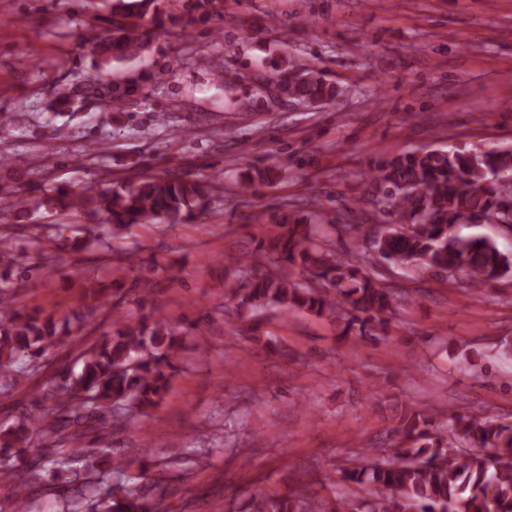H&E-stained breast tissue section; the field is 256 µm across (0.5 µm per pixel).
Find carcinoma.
<instances>
[{"mask_svg": "<svg viewBox=\"0 0 512 512\" xmlns=\"http://www.w3.org/2000/svg\"><path fill=\"white\" fill-rule=\"evenodd\" d=\"M151 0H116L112 32L94 38V65L110 70L138 57L151 37L144 21ZM273 80L289 96L324 101L339 89L321 73L302 72L277 55ZM512 148L412 150L375 161L368 170L387 217L382 224H313L285 214L266 239L224 258V298L239 316L267 308L334 316L342 335L386 328L385 314L396 290L373 273L384 262L400 268L435 270L451 279L466 276L470 290L512 275V254L490 239L462 236L457 224L469 210L489 224L512 229ZM213 187L186 179L177 167L138 180H112L96 192L55 189L42 203L85 236L68 244L80 250L97 240L104 224L117 228L143 222L184 224L201 220L213 206ZM348 238L355 257L328 244ZM309 275L296 279L295 271ZM29 269L15 247L0 244V394L10 391L27 366L48 362L59 346L89 328V316L60 319L40 308H17ZM185 333L183 322L157 313L134 320L116 313L105 332L66 368L60 381L37 400L45 418L32 429L25 420L0 425V481L17 499H0V512H43L31 493L33 481L57 492L54 512H162L167 487L145 466L112 456V444H80L92 421L146 416L166 397ZM391 448H359L338 466L341 479L362 488L382 487L369 497L328 499L299 475L288 493L256 491L244 512H512V423L448 409L443 425L425 408L400 415Z\"/></svg>", "mask_w": 512, "mask_h": 512, "instance_id": "obj_1", "label": "carcinoma"}]
</instances>
